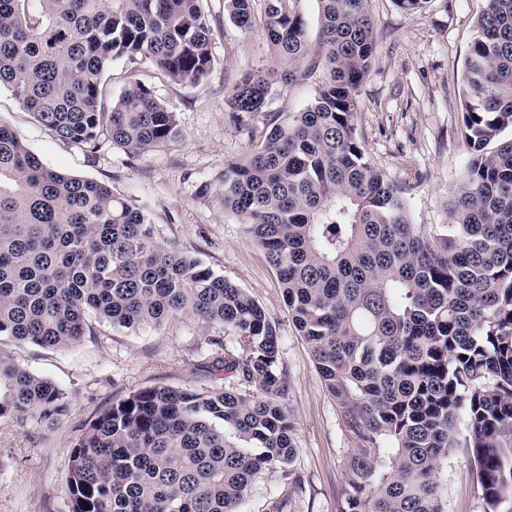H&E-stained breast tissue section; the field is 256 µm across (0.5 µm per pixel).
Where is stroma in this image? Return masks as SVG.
I'll return each mask as SVG.
<instances>
[{"mask_svg":"<svg viewBox=\"0 0 512 512\" xmlns=\"http://www.w3.org/2000/svg\"><path fill=\"white\" fill-rule=\"evenodd\" d=\"M485 0H427L406 13L394 0H369L376 36L373 66L361 87L358 129L375 166L412 185L415 224H447L450 190L470 148L460 133L462 73ZM214 67L198 85L177 84L149 63L114 61L107 79L120 91L130 78L145 82L176 112L183 136L129 159L104 147L95 161L57 140L0 87V122L9 125L48 167L109 184L153 216L157 239L201 260L246 289L275 323L288 375L286 406L295 426L293 468L301 479L289 490L281 472L263 473L241 512H338L344 499L345 461L355 440L327 395L310 351L291 321L275 271L241 224L206 195L227 161L241 158L248 138L230 119L224 97L240 75L263 68L271 56L262 27L246 34L224 15V0H208ZM231 340L221 325L179 316L136 332L100 328L68 350L44 349L0 338V352L64 388L69 412L54 430L33 432L0 419V512H67L65 480L80 430L112 401L153 386L202 389L193 369L214 337ZM447 512H484L479 485L462 449L443 464Z\"/></svg>","mask_w":512,"mask_h":512,"instance_id":"obj_1","label":"stroma"}]
</instances>
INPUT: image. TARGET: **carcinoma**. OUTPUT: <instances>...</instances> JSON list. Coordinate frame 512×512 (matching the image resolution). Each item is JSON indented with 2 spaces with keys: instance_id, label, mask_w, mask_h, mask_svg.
Masks as SVG:
<instances>
[{
  "instance_id": "1",
  "label": "carcinoma",
  "mask_w": 512,
  "mask_h": 512,
  "mask_svg": "<svg viewBox=\"0 0 512 512\" xmlns=\"http://www.w3.org/2000/svg\"><path fill=\"white\" fill-rule=\"evenodd\" d=\"M207 0H0V87L94 161L182 137L176 113L112 62H150L177 83L212 70ZM255 0H224L253 31ZM303 0H264L273 64L227 92L247 156L214 195L263 250L288 315L357 448L340 512H445L441 463L462 448L484 512H512V0H486L466 59L462 122L472 155L450 224H414L408 188L357 131L374 60L368 0H318L319 50ZM323 78L299 112H269L277 87ZM493 150H487L489 144ZM179 315L233 332L194 369L201 390L153 386L115 400L75 441L68 512H239L255 478L291 469L295 426L276 325L234 282L160 243L151 216L112 188L45 166L0 122V336L69 349L92 321L156 327ZM232 382L221 383L220 373ZM67 393L0 355V417L50 430ZM465 422L467 433L459 432Z\"/></svg>"
}]
</instances>
